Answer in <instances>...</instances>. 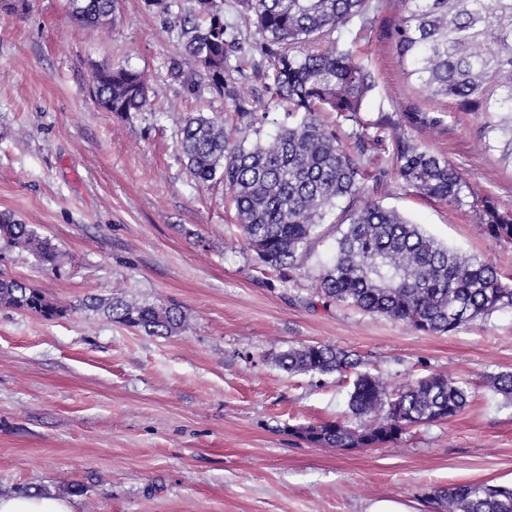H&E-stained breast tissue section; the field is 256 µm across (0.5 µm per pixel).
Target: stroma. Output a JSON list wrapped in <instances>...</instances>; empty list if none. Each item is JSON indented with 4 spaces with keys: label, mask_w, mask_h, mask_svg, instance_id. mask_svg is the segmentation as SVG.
Segmentation results:
<instances>
[{
    "label": "stroma",
    "mask_w": 512,
    "mask_h": 512,
    "mask_svg": "<svg viewBox=\"0 0 512 512\" xmlns=\"http://www.w3.org/2000/svg\"><path fill=\"white\" fill-rule=\"evenodd\" d=\"M225 20L252 51L233 85L268 112L261 137L285 122L268 108L266 60L254 15L224 0ZM396 0H371L341 31L375 88L360 123H402L444 156L471 192L512 210V169L485 150L479 112L426 100L395 51ZM180 31L145 0H120L112 24L73 23L68 0H27L0 16V213L30 224L65 253L56 268L0 245V275L65 307L53 320L0 307V495H56L83 484L80 512H366L401 498L439 512L436 489L512 485V403L487 387L512 370V310L430 335L316 293L336 227L321 225L302 264L274 271L238 243L224 187L196 182L180 160L187 116L232 113L231 98L189 95L169 69ZM147 73L149 107L123 120L90 92L102 66ZM356 122V123H359ZM356 123L343 122L341 135ZM384 206L448 247L512 276V245L486 235L470 207L420 196L392 174L391 145L371 153ZM179 304L189 323L149 336L87 310L91 297ZM324 342L405 386L431 373L469 382L472 401L443 424L394 443L344 451L311 445L292 427L348 416L352 382L291 375L272 358Z\"/></svg>",
    "instance_id": "35a3bbf8"
}]
</instances>
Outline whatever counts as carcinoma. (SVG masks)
I'll return each mask as SVG.
<instances>
[{"instance_id":"cac0c4a2","label":"carcinoma","mask_w":512,"mask_h":512,"mask_svg":"<svg viewBox=\"0 0 512 512\" xmlns=\"http://www.w3.org/2000/svg\"><path fill=\"white\" fill-rule=\"evenodd\" d=\"M368 0H246L265 37L262 53L268 104H288L292 122L266 141L246 144L224 128V113L189 117L180 130L181 159L194 180L222 183L231 193L242 244L262 264L296 269L318 227L335 214L344 226L336 252L320 276L318 296L365 313L404 322L427 334H449L489 315L512 309V284L497 268L437 242L394 209L367 194L365 146L342 141L328 112L345 121L358 115L374 89L370 73L339 33L365 15ZM394 29L402 74L428 98L449 101L460 112H481L488 121L481 139L512 167V0H399ZM119 0H69L80 26L114 21ZM179 27L184 70L171 73L188 94L231 96L239 125L268 119L245 107L229 83L239 66L231 54L243 51L224 19V0H145ZM97 102L128 118L149 105L145 74L119 65L94 71ZM390 130L393 170L403 184L452 207L470 204L481 212L485 232L512 244V212L489 198L467 201L469 185L447 159L419 149L399 122ZM0 241L54 265L62 253L28 224L0 214ZM0 306L22 309L47 320L65 308L15 278H0ZM86 308L150 336H172L186 327L176 304L156 305L123 297L107 303L92 297ZM290 374H353L351 419L300 426L303 441L329 448H372L394 443L410 427L445 423L469 404L467 383L435 373L394 388L379 373L358 370L360 361L334 345L311 342L275 356ZM495 393L512 402V371L486 376ZM440 512H512V488L486 482L460 483L434 491Z\"/></svg>"}]
</instances>
